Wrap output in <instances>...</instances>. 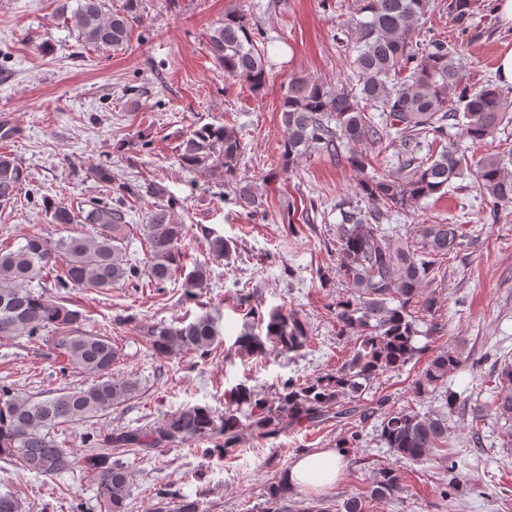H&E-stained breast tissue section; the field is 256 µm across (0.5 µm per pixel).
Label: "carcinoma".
<instances>
[{
  "label": "carcinoma",
  "instance_id": "cac0c4a2",
  "mask_svg": "<svg viewBox=\"0 0 512 512\" xmlns=\"http://www.w3.org/2000/svg\"><path fill=\"white\" fill-rule=\"evenodd\" d=\"M76 2L71 26L94 49L123 45L133 26L143 21L141 0H124L116 11L109 9L107 0ZM472 5L473 0H450L448 10L462 25ZM428 7L429 0H356L354 16L341 29L339 43L356 52L351 64L357 84L333 90L298 76L289 81L281 102L284 168L291 170L308 155L319 153L361 175L360 202L347 204L333 230L336 276L349 288L333 308L337 335L355 338L348 359L336 370L305 381L290 377L271 394L238 384L229 392L220 416L206 407L186 405L149 429L117 430L90 442L124 452H150L209 434L224 438L227 454L238 446L244 429L272 436L286 420L313 422L331 416L353 418L362 425L379 418V440L401 462L423 461L448 442V419L458 412L461 397L445 385L448 373L465 362L462 351L450 347L438 352L414 382L418 396L441 393L443 406L431 414L388 410L384 398L364 399L378 376L402 370L419 354L418 314L429 318L430 332L444 331L445 324L438 322L440 294L432 285L443 263L461 247L455 224H425L421 242L413 244L383 227L382 221L448 189L468 168L465 155L448 140V128H459L460 136L474 144L484 143L494 136L509 108L497 86L460 87V67L448 42L417 43ZM208 45L225 75L245 81L255 91L265 87L264 54L243 13H225L209 34ZM452 89L457 91L454 101L448 98ZM373 110L383 114L382 124L374 122ZM437 141L442 143L440 151L422 154L423 148ZM383 144L393 150L394 169L367 173L363 149ZM240 156L241 142L233 129L204 124L184 141L178 162L187 171L222 173L236 203L256 212L261 198L251 186L237 181ZM91 173L106 191L117 195L116 203L89 199L75 208L44 196L42 206L49 223L88 224L92 231H77L54 243L30 236L15 249L0 248V340L48 334L68 365L94 377L88 385L42 397L18 396L9 386H0V458L16 460L23 470L38 476L54 477L78 464L58 440L60 426L106 415L112 406L133 398L140 385L132 375L112 376L117 350L109 337L85 330L79 311L27 288V283L46 272L56 288L108 289L143 278L162 288L184 270L186 225L175 213V200L170 197L167 203L155 205L147 216L143 231L150 260L142 268L130 261L125 247L130 230L126 198L140 196L141 186L115 183L112 170L104 165ZM474 177L493 209L512 203V172L501 156L481 158ZM27 179V171L14 157L0 154V206L13 203ZM207 277L206 267L195 265L184 275L186 295L194 296ZM144 336L156 356L168 357L209 352L219 331L215 320L205 314L188 323L151 324ZM309 338L308 323L298 312L274 308L265 336L247 329L239 343L246 352L269 342L283 353L297 355ZM496 378L499 392L492 410L508 424L506 436L512 439V358L500 360ZM83 464L97 472V500L103 512H127L133 484L128 466L106 452L89 454ZM404 491L400 471L383 467L369 497L348 499L343 512H367L366 499L398 497ZM290 493L282 476L269 483L265 512H288ZM160 512H199V504L183 497L164 503Z\"/></svg>",
  "mask_w": 512,
  "mask_h": 512
}]
</instances>
